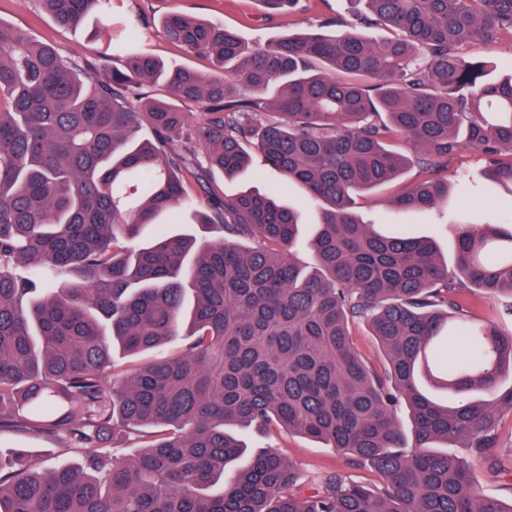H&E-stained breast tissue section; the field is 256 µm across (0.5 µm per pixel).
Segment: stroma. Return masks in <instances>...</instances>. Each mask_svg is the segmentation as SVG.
<instances>
[{
    "mask_svg": "<svg viewBox=\"0 0 512 512\" xmlns=\"http://www.w3.org/2000/svg\"><path fill=\"white\" fill-rule=\"evenodd\" d=\"M306 11L296 14L268 15L258 0H115L117 14L132 19L141 30L142 48L165 63L182 65L200 73L212 71L208 59L185 54L161 33V20L174 11L198 16L239 30L245 41L264 47L274 45L291 30L305 29L323 15L342 18L343 31H350L352 18L345 0H305ZM0 19L28 33L33 39L55 44L60 52L79 67L96 63L101 43L94 39L91 29L67 30L58 27L42 12L34 0H0ZM487 157L478 150L465 149L448 161V180L453 194H465L474 207V218L486 219L498 206L502 190L486 185L481 177L487 166ZM421 177L418 167L407 169L396 181L377 189L357 200V210L365 222L375 230L389 231L401 226L417 236L435 242L443 256L453 254L455 223L460 216L456 203H449L438 211L405 210L393 206V199L407 192ZM221 191L235 194L255 187L263 191L278 190L283 202H296L300 196L297 188H282L280 176L263 166L261 160L235 179L217 177ZM246 441L250 453H258L271 446L293 463L298 476V487L309 492L316 488L324 475L339 472L350 481L377 483L378 478L370 469L347 467L340 449L315 441L306 436L288 433L276 428L265 432L247 431ZM14 448L27 449L31 456L46 466L74 464L77 453L55 439L33 438L19 432H0V452ZM455 455L463 460L485 495L512 501V412L498 416L496 445L492 455L477 453L465 444H458Z\"/></svg>",
    "mask_w": 512,
    "mask_h": 512,
    "instance_id": "35a3bbf8",
    "label": "stroma"
}]
</instances>
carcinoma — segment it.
<instances>
[{
	"mask_svg": "<svg viewBox=\"0 0 512 512\" xmlns=\"http://www.w3.org/2000/svg\"><path fill=\"white\" fill-rule=\"evenodd\" d=\"M36 2L64 29L96 17L106 38L90 73L0 21V430L62 440L81 463L0 456V512H512L443 451L489 452L512 411V334L473 323L462 300L478 288L512 317V204L497 223H459L450 263L354 210L407 168L401 140L422 180L395 206L447 205L448 159L466 148L512 196V73L490 79L461 56L512 37V0H348L352 31L320 17L273 50L170 13L165 37L212 59L211 75L143 52L112 0ZM159 83L164 98L146 91ZM256 154L301 205L216 188L215 173L232 178ZM193 184L207 199L197 223L219 237H142L195 207ZM313 206L306 266L295 249ZM355 321L384 373L353 347ZM180 337L183 352L163 354ZM147 352L159 356L104 382L115 354ZM271 425L342 449L379 484L331 473L298 492L271 448L224 483L246 452L228 428ZM104 440L139 452L118 460Z\"/></svg>",
	"mask_w": 512,
	"mask_h": 512,
	"instance_id": "obj_1",
	"label": "carcinoma"
}]
</instances>
